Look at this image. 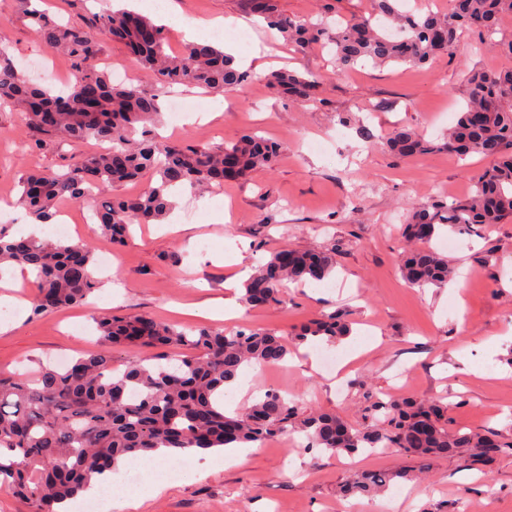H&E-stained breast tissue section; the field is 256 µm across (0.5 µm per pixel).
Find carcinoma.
I'll return each instance as SVG.
<instances>
[{
  "mask_svg": "<svg viewBox=\"0 0 512 512\" xmlns=\"http://www.w3.org/2000/svg\"><path fill=\"white\" fill-rule=\"evenodd\" d=\"M18 0L45 46L68 57L72 79L68 91L53 94L32 82L9 62L0 46V105L22 112L37 141L63 137L74 144L91 139L112 148L71 158L63 171H35L21 182L27 213L51 222L60 199L96 210L102 233L121 244L133 224H156L172 207L171 191L181 185L211 189L227 177L240 178L272 166L281 145L243 133L219 151L182 147L148 137L161 114L160 97L178 85L221 93L245 85L249 75L212 43L187 45L171 55L165 28L133 11L95 14L81 24H63ZM373 12L352 16L336 31L283 14L276 0H249L251 13L265 20L289 45L304 51L330 48L336 74L370 60L375 64L424 66L449 54L465 36L491 38L512 15V0H449L448 13L431 9L399 10V0H371ZM383 17L402 30L398 38L374 24ZM123 43L134 61L149 73L157 92L115 86L98 66V38ZM266 81L276 93L313 100L320 81L312 73L279 69ZM142 139L134 140L136 133ZM385 144L400 158H414L438 148L477 154L493 165L476 180L474 191L448 204L414 209L405 237L419 246L404 252L403 279L424 288L448 283L452 268L429 241L437 227L469 232L475 225L512 218V68L469 76L465 107L440 145L400 126ZM149 178L146 191L129 197L100 199L117 182ZM36 271L38 295L33 313L43 314L84 302L101 283L92 274L93 252L81 241L0 234V263ZM335 249L280 250L243 284L247 306L276 302L288 282L324 280L334 268ZM100 345L63 369L43 367L32 378L0 375V489L28 501L33 512H60L62 505L86 491L94 476L112 471L122 459L145 457L158 448H240L272 437L300 433L306 448L356 455L382 448L423 462L466 453L469 466L486 468L490 449L500 445L489 435L448 429V405L410 398H374L368 421L354 424L332 412L300 415L280 392L267 390L242 411H224V387L247 367L282 363L290 345L317 340L327 345L351 334L341 310L309 321L291 338L257 328L226 332L212 327L177 328L150 317L97 319ZM178 347L186 354L174 366L132 362L114 364L115 346ZM408 472H355L342 486L346 496L381 491Z\"/></svg>",
  "mask_w": 512,
  "mask_h": 512,
  "instance_id": "cac0c4a2",
  "label": "carcinoma"
}]
</instances>
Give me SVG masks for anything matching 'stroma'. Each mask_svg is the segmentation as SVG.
Listing matches in <instances>:
<instances>
[{
	"mask_svg": "<svg viewBox=\"0 0 512 512\" xmlns=\"http://www.w3.org/2000/svg\"><path fill=\"white\" fill-rule=\"evenodd\" d=\"M112 0H38L37 9L56 21L79 23L111 8ZM282 13L335 27L351 15H368L370 0H339L325 13L322 0H278ZM188 19L222 17L247 41L224 39L223 46L252 74L243 89L215 95L184 87L186 110L208 112L209 122L175 119L163 113L168 139L196 148L219 149L225 141L254 130L282 146L275 164L246 179L225 184L218 197L198 201L181 196L174 216L197 205L187 227L134 226L131 240L113 246L86 220V206L64 200L60 208L73 226L72 238L88 242L94 254L108 253L112 268L86 304L43 315L30 307L35 279L13 287L15 270L0 267V284L23 299V311L0 318V374L29 376L95 348L93 315L151 316L181 328L247 325L287 334L321 314L340 309L352 333L331 351L345 361L340 378L320 366L287 361L252 378L253 389L287 392L303 412H336L362 421L370 395L381 398L443 399L449 426L491 430L505 449L486 472L470 469L464 456L431 465L396 453L365 456V470H415L412 480L391 484L359 505H387L395 512H512V220L468 237L441 230L433 247L456 268L448 284L420 289L401 278L398 257L402 228L413 208L449 203L470 194L489 166L478 155L436 151L399 159L384 147L392 126H408L442 140L455 123L471 70L496 71L507 59L493 46L475 48L465 39L450 55L425 67L364 64L336 75L328 49L301 54L252 16L247 0H163L147 10L150 19L165 9ZM0 44L14 65L46 61L56 74L53 88L70 80L71 62L51 53L22 13L17 0H0ZM102 68L121 67L130 83L146 93L156 87L125 47L99 39ZM291 66L320 76L316 101L278 97L264 80L267 72ZM33 133L19 110L0 107V196L11 208L0 214V233L17 236L26 219L19 182L34 170H59L75 153L95 152L94 143L73 145L62 138L33 146ZM228 210L230 220L214 214ZM336 249V269L309 291L283 289L278 302L246 308L225 318V300L241 291L227 287L240 266L257 267L280 249ZM240 265H226L230 252ZM343 455L307 453L276 444L258 446L243 462L218 465L200 455L151 470L161 492L138 512H340V487L351 476Z\"/></svg>",
	"mask_w": 512,
	"mask_h": 512,
	"instance_id": "stroma-1",
	"label": "stroma"
}]
</instances>
